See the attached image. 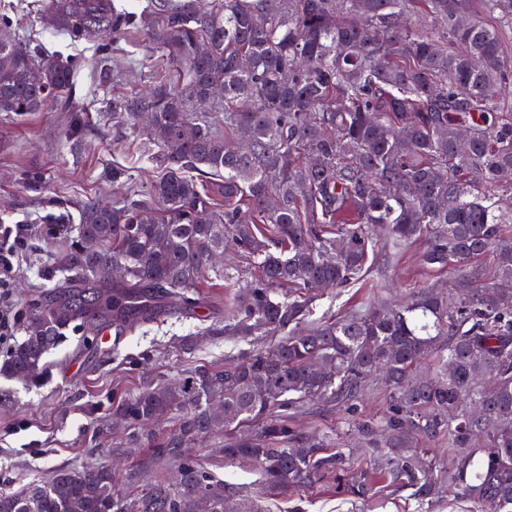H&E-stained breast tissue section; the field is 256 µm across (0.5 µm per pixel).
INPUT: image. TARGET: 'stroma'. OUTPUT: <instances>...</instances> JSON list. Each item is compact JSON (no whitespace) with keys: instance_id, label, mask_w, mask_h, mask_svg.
<instances>
[{"instance_id":"obj_1","label":"stroma","mask_w":512,"mask_h":512,"mask_svg":"<svg viewBox=\"0 0 512 512\" xmlns=\"http://www.w3.org/2000/svg\"><path fill=\"white\" fill-rule=\"evenodd\" d=\"M42 0H0V12L13 20L17 44L41 45L49 52L75 60H96L107 68V84H85L83 110L74 114L47 108L18 117L0 112V225L31 224L17 257L11 284L12 307L26 323L31 300L50 298L66 275L62 251L75 236L71 224H47L43 218L60 212L77 213L84 202L100 197L123 198L128 192L148 197L152 177L140 156L129 118H113L112 101L139 94L164 79L168 67L160 52L134 33L97 51L89 41L71 42L39 20ZM125 169L128 180L112 181L113 168ZM422 243L404 253L378 254L360 282L322 290L315 318L361 310L375 302H395L430 285L449 286L450 269L424 264ZM234 294L217 280L202 289L203 306L170 311L117 338L112 346L73 322L46 356L38 382L0 377V488L17 490L66 467L80 471L111 462L114 435L97 434L101 419L110 417L112 402L133 392L143 378L170 381L182 369L199 364L237 361L249 344L234 336H206L202 330L216 315L217 305ZM193 336L189 352L178 339ZM293 422L305 434L327 435L331 445L350 451L353 459L369 458L355 439L346 414L334 409L296 414ZM265 512H416L409 491L391 488L370 499H351L322 481L313 487L265 497Z\"/></svg>"}]
</instances>
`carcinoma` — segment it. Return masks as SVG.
<instances>
[{"label":"carcinoma","mask_w":512,"mask_h":512,"mask_svg":"<svg viewBox=\"0 0 512 512\" xmlns=\"http://www.w3.org/2000/svg\"><path fill=\"white\" fill-rule=\"evenodd\" d=\"M55 29L102 50L132 26L172 76L112 99V112L153 120L142 156L159 176L156 209L134 195L79 208L64 255L62 298L34 302L27 334L0 362L23 382L45 371L61 332L82 319L122 336L166 311L199 304L227 244L261 276L235 293L204 336L281 339L236 362L198 366L172 383L144 381L112 406L140 449L120 474L109 464L56 470L0 512H258L188 449L222 435L224 460L253 467L259 495L325 479L355 500L376 485L424 503L449 484L479 512H512V61L501 33L512 0H147L140 13L108 0H46ZM0 14V112L58 105L79 111L83 64L19 49ZM215 86L224 97L197 111ZM424 240L423 261L459 274L451 291L310 320L313 297L358 282L378 254ZM113 266L125 280L96 282ZM390 387L382 419L357 416L366 383ZM352 417L373 468L289 424L309 406ZM478 434L483 443L472 442ZM446 439L440 470L412 447Z\"/></svg>","instance_id":"cac0c4a2"}]
</instances>
